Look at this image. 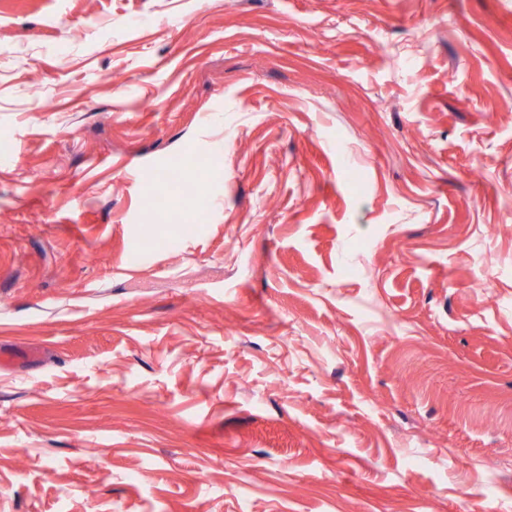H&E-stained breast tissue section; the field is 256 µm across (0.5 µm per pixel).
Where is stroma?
I'll return each mask as SVG.
<instances>
[{"label":"stroma","instance_id":"1","mask_svg":"<svg viewBox=\"0 0 512 512\" xmlns=\"http://www.w3.org/2000/svg\"><path fill=\"white\" fill-rule=\"evenodd\" d=\"M0 348V512H512V0H0Z\"/></svg>","mask_w":512,"mask_h":512}]
</instances>
